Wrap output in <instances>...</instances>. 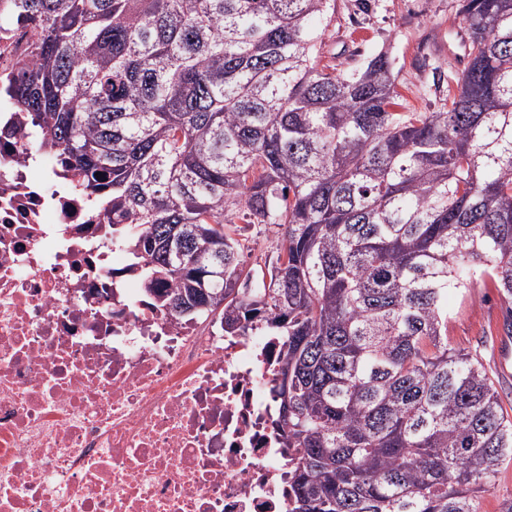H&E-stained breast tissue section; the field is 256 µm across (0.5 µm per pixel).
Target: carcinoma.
Segmentation results:
<instances>
[{"instance_id":"carcinoma-1","label":"carcinoma","mask_w":512,"mask_h":512,"mask_svg":"<svg viewBox=\"0 0 512 512\" xmlns=\"http://www.w3.org/2000/svg\"><path fill=\"white\" fill-rule=\"evenodd\" d=\"M334 0H14L8 92L106 198L156 305L282 339L289 512H482L512 420L448 345V291L512 298V0H462L468 65L403 112L385 52L323 65ZM237 208L274 229L244 266ZM30 28L24 23L0 27V77L16 76L23 61H30Z\"/></svg>"}]
</instances>
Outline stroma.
I'll use <instances>...</instances> for the list:
<instances>
[{"label": "stroma", "instance_id": "stroma-1", "mask_svg": "<svg viewBox=\"0 0 512 512\" xmlns=\"http://www.w3.org/2000/svg\"><path fill=\"white\" fill-rule=\"evenodd\" d=\"M460 0H336L322 35L325 63L361 67L371 56L388 53L405 111H437L467 64L465 55H449L463 34ZM451 347L479 355L491 374L504 408L512 407V376L499 369L501 337L512 340V302L496 288L477 287L448 297ZM492 344H481L483 335Z\"/></svg>", "mask_w": 512, "mask_h": 512}]
</instances>
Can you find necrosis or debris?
<instances>
[{
  "label": "necrosis or debris",
  "mask_w": 512,
  "mask_h": 512,
  "mask_svg": "<svg viewBox=\"0 0 512 512\" xmlns=\"http://www.w3.org/2000/svg\"><path fill=\"white\" fill-rule=\"evenodd\" d=\"M0 27V78L30 60ZM0 107V512H288L279 337L156 307L130 241Z\"/></svg>",
  "instance_id": "4bbe7bcc"
}]
</instances>
